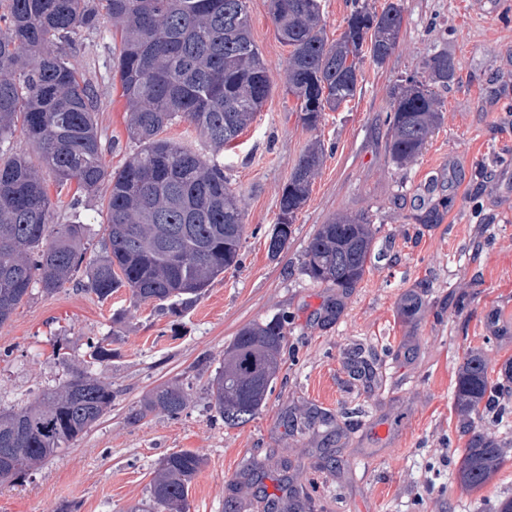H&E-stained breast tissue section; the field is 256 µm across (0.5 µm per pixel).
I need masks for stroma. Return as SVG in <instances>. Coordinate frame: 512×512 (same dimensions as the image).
Here are the masks:
<instances>
[{
    "mask_svg": "<svg viewBox=\"0 0 512 512\" xmlns=\"http://www.w3.org/2000/svg\"><path fill=\"white\" fill-rule=\"evenodd\" d=\"M251 36L268 66L271 91L236 148L215 153L188 123L164 130L223 165L239 196L246 232L241 261L181 314L138 303L122 288L105 301L69 283L33 289L0 325V410L28 405L67 380L57 350L83 358L89 342L112 357L91 368L112 383V408L68 450L0 485V512H128L145 500L159 462L190 449L205 463L189 512H224L225 497L252 503L306 490L304 512H494L512 498V385L502 411L475 417L505 448L479 489L456 479L461 437L452 398L465 354L479 350L490 382L512 357V0H405L400 44L383 67L364 63L355 98L306 128L285 90L288 49L268 0H249ZM116 42L109 26L82 30L70 65L92 87L104 160L115 168L136 149L125 101L112 88ZM445 49L459 70L442 95L444 120L420 157L396 168L384 123L390 84ZM319 140L323 164L278 258L267 253L279 192L306 145ZM74 188L53 196L55 220L86 224L99 252L102 197L71 208ZM433 210L439 223L418 217ZM366 213L376 235L363 280L349 292L314 282L304 250L337 213ZM338 301L340 314L325 309ZM286 321L280 372L249 423L230 428L211 407L209 381L247 324ZM178 381L188 408L128 421L150 391ZM319 418L296 426L306 411ZM262 486L240 477L252 464Z\"/></svg>",
    "mask_w": 512,
    "mask_h": 512,
    "instance_id": "35a3bbf8",
    "label": "stroma"
}]
</instances>
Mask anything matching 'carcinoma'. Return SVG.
Segmentation results:
<instances>
[{
	"mask_svg": "<svg viewBox=\"0 0 512 512\" xmlns=\"http://www.w3.org/2000/svg\"><path fill=\"white\" fill-rule=\"evenodd\" d=\"M404 0L381 10L353 0L346 26L327 39L320 0H270L280 41L289 47L288 92L302 123L314 129L322 112L357 93L365 61L385 65L400 42ZM109 22L120 33L112 84L126 102L127 130L138 150L108 170L94 112V90L74 70L64 46L83 29ZM445 50L393 85L385 116L388 152L403 169L422 154L443 121L441 93L456 80ZM271 90L267 65L251 37L248 0H0V325L39 287L53 294L82 277L105 301L127 288L138 302H167L177 314L192 307L224 270L240 261L245 234L241 200L224 167L184 144L160 137L179 122L224 149L250 126ZM37 161L9 153L16 134ZM324 147L308 145L280 190L279 216L268 239L277 258L296 214L307 202ZM91 195L106 184L104 243L87 256L86 227L57 224L47 177ZM375 229L368 215H338L320 225L302 262L313 280L347 292L364 278ZM284 321L240 329L210 380L212 407L229 427L255 418L280 370ZM112 349L89 344L80 363L61 356L68 379L20 410H0V483H16L112 408V383L94 376ZM455 406L468 436L457 467L462 487H482L503 461L497 441L477 430L472 415L500 410L477 352L464 358ZM189 394L177 381L157 386L129 416L136 424L155 411L180 415ZM203 466L192 450L164 457L148 500L130 512H188L190 487Z\"/></svg>",
	"mask_w": 512,
	"mask_h": 512,
	"instance_id": "1",
	"label": "carcinoma"
}]
</instances>
